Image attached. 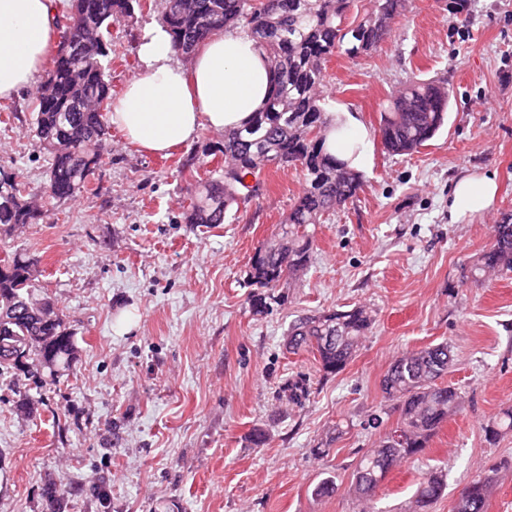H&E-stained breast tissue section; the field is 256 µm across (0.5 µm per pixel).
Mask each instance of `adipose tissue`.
Instances as JSON below:
<instances>
[{
  "mask_svg": "<svg viewBox=\"0 0 512 512\" xmlns=\"http://www.w3.org/2000/svg\"><path fill=\"white\" fill-rule=\"evenodd\" d=\"M56 28V0H0V98L30 87ZM141 71L107 105L108 120L136 150L160 154L190 143L200 129L221 132L242 125L264 104L270 74L254 41L217 32L190 67L175 59L164 24L146 25L138 38ZM494 176L456 179L448 195L451 223L483 216L496 204Z\"/></svg>",
  "mask_w": 512,
  "mask_h": 512,
  "instance_id": "ef3b65f1",
  "label": "adipose tissue"
}]
</instances>
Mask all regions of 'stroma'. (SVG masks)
<instances>
[{"instance_id":"obj_1","label":"stroma","mask_w":512,"mask_h":512,"mask_svg":"<svg viewBox=\"0 0 512 512\" xmlns=\"http://www.w3.org/2000/svg\"><path fill=\"white\" fill-rule=\"evenodd\" d=\"M159 19L145 9L113 26V95L139 72L138 36ZM412 76L447 85L448 123L419 153L391 156L375 130L385 100ZM326 84L330 111L368 133L365 185L309 225V268L261 316L249 304L250 260L287 217L300 169L269 173L224 223L187 224L182 164L205 161L221 133L203 129L147 155L114 129L92 190L56 202L43 194L48 160L30 135L35 88L0 99V167L48 211L0 232V253L34 263L78 343L50 389L0 376V512H45L50 488L61 512H358L355 464L393 425L366 424L387 405L381 379L403 352L442 341L454 351L446 381L462 409L424 455L387 476L372 512H405L429 472L446 483L432 512H451L458 489L493 464L501 474L488 512H512V434L493 446L483 436L512 406V275L481 288L467 278L494 224L512 215V0H408L376 52L332 57ZM477 172L495 174V208L450 223L452 181ZM358 304L376 323L339 374L321 378L314 351L285 350L297 315ZM300 375L309 396L296 404L283 387ZM339 424L345 433L329 442ZM329 476L335 494L315 497Z\"/></svg>"}]
</instances>
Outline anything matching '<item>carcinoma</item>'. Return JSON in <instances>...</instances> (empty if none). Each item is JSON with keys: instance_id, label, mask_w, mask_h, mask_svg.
Returning <instances> with one entry per match:
<instances>
[{"instance_id": "cac0c4a2", "label": "carcinoma", "mask_w": 512, "mask_h": 512, "mask_svg": "<svg viewBox=\"0 0 512 512\" xmlns=\"http://www.w3.org/2000/svg\"><path fill=\"white\" fill-rule=\"evenodd\" d=\"M162 5L161 23L173 35L177 55L189 59L219 30H237L252 38L273 74L263 109L236 129L224 131L217 151L224 165L199 174L184 213L187 224H222L233 206L256 196L266 171L301 168L304 184L288 217L251 259L249 283L274 290L309 267L313 240L310 224H322L347 206L363 187L362 173L324 151L326 131L334 122L323 94L326 63L334 56L350 59L379 48L394 33L406 0H69L61 37L81 45L64 52L58 45L49 72L39 85L31 133L48 155L46 192L56 201L90 190L96 169L111 154L106 105L112 98V25L135 10ZM449 88L410 78L380 112L378 135L392 155L420 151L444 126ZM43 212L27 198L26 186L0 169V229L8 233L36 224ZM512 272V220L493 226L492 243L470 269L479 282ZM48 298L36 271L23 256L0 261V376L12 374L54 382L70 369L77 353L74 334L57 310L51 319L34 312ZM375 323L374 311L357 305L298 317L289 324L285 348L312 349L318 371L332 376L345 369ZM453 364L448 343L410 350L394 360L381 381L399 414L391 428L358 460L351 484L357 501L373 500L382 481L402 462L424 453L432 437L462 406V397L442 382ZM485 441L496 444L512 433V407L483 428ZM497 468L464 486L452 512H487ZM436 475L422 478L408 512H429L443 495Z\"/></svg>"}]
</instances>
